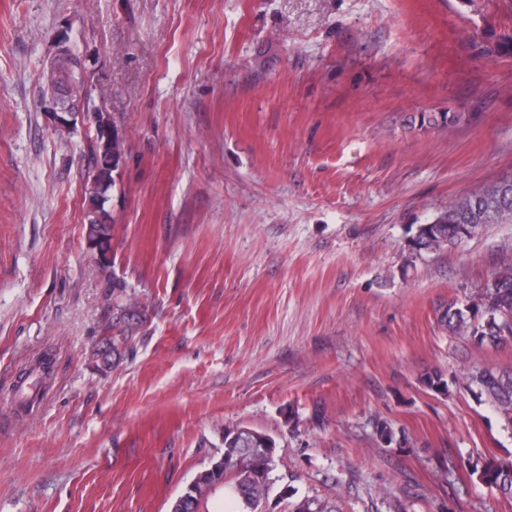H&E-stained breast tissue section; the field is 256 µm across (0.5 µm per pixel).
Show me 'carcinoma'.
<instances>
[{
	"label": "carcinoma",
	"mask_w": 512,
	"mask_h": 512,
	"mask_svg": "<svg viewBox=\"0 0 512 512\" xmlns=\"http://www.w3.org/2000/svg\"><path fill=\"white\" fill-rule=\"evenodd\" d=\"M110 125L103 113H98V125L94 130L93 159H104L110 168L102 173L88 176L84 186L85 226L96 236L95 247L101 254L100 263L110 262L112 253V215L105 208V194L115 185L114 173L120 167L125 156V139L117 133H109ZM487 189L464 194L448 201V206L433 219L428 233L418 234L411 240V251L415 257L434 254L456 245L466 239L459 234V226L471 225V232H476L481 225L487 224L482 218L486 213ZM496 224L512 223V188L504 191L496 199ZM495 278L501 288L494 294L479 291L466 309L461 310L455 304L441 316V321L453 336L469 334L481 341L500 342L512 339V265L498 272ZM469 386L479 389L478 397L485 398L499 412L504 428L512 430V370H497L487 367H472L463 374ZM423 383L431 390L448 393V381L438 371L428 372ZM253 447L245 432L227 429L224 432V480L231 482L230 488L236 497L241 512H257L261 500L268 497L273 484V474L263 475V465L253 459L246 449ZM472 474L489 488L504 493V498H512V461L505 462L492 459L484 467L473 468ZM218 484L209 482L196 489L192 503L186 512H203L207 499ZM292 512H333L327 503L315 498H303L293 505Z\"/></svg>",
	"instance_id": "carcinoma-1"
}]
</instances>
